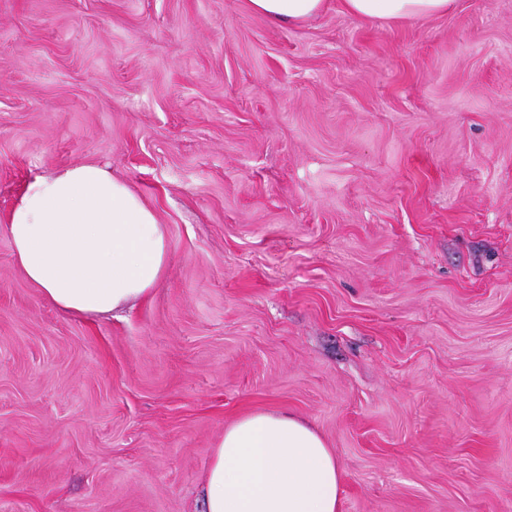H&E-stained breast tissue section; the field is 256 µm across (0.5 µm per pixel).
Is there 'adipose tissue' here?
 <instances>
[{"mask_svg":"<svg viewBox=\"0 0 512 512\" xmlns=\"http://www.w3.org/2000/svg\"><path fill=\"white\" fill-rule=\"evenodd\" d=\"M454 0H343L358 18L448 13ZM278 25H298L325 0H249ZM4 227L15 263L59 310L105 315L145 299L164 275L165 229L125 182L97 164L34 177ZM340 463L306 421L260 411L225 428L203 478L205 512H340Z\"/></svg>","mask_w":512,"mask_h":512,"instance_id":"obj_1","label":"adipose tissue"}]
</instances>
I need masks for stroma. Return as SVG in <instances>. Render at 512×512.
Instances as JSON below:
<instances>
[{"mask_svg": "<svg viewBox=\"0 0 512 512\" xmlns=\"http://www.w3.org/2000/svg\"><path fill=\"white\" fill-rule=\"evenodd\" d=\"M82 163L168 268L70 315L0 228V512H201L248 411L323 436L341 512H512V0H0V224ZM251 9L278 25H298L324 8L325 0H249ZM455 0H343L346 12L357 18L386 21L428 18L448 13Z\"/></svg>", "mask_w": 512, "mask_h": 512, "instance_id": "stroma-1", "label": "stroma"}]
</instances>
